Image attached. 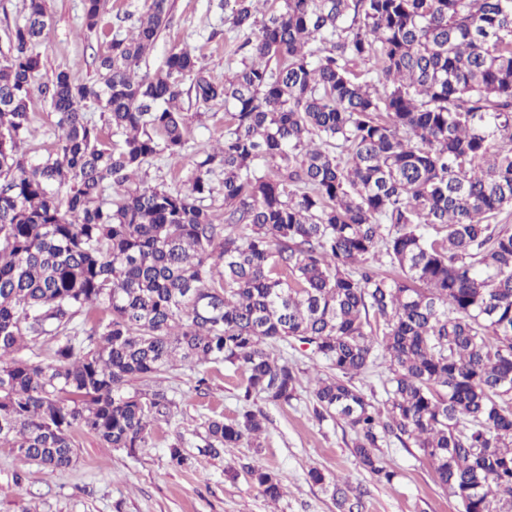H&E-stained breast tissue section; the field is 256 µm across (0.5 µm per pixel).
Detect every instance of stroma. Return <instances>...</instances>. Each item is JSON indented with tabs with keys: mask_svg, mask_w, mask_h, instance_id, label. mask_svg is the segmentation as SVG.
<instances>
[{
	"mask_svg": "<svg viewBox=\"0 0 512 512\" xmlns=\"http://www.w3.org/2000/svg\"><path fill=\"white\" fill-rule=\"evenodd\" d=\"M219 0H169L170 11L154 49L141 62L140 73H154L174 47L195 50L206 72L223 80L239 65L234 48L242 36L231 26L230 10L218 9ZM146 0H106L102 27L81 28L82 0H46L47 30L35 48L40 58L29 110L31 133L22 146L35 157L47 155L58 137L56 117L41 95L40 85L55 72L68 70L80 83L98 79L97 57L116 33L126 32L124 14L140 15ZM224 107L202 112L189 127L188 159L182 166L165 159L146 166V179L154 185L186 186L191 155L211 148L224 136ZM206 374L209 387L197 391L196 379ZM240 375L229 365L208 363L201 371L178 366L161 381L176 402L169 422L151 433L149 445L138 456L106 448L89 434L78 435V456L69 468L47 477L24 462L9 447L0 446V512H336L324 487L308 479L310 469L326 476L339 475L352 485L369 490L364 512H460L459 503L437 485L434 474L416 448L389 438L381 453L396 471L393 485L375 483L352 453L354 434L343 421L318 420L308 389L298 400L279 405L256 398L264 432L260 448L241 445L221 449L219 455L202 453L204 424L224 415L233 419L238 408ZM182 441L195 457L193 469L179 470L168 463L167 448ZM253 463L272 471L284 487L280 500L267 499L247 475L229 478L228 470Z\"/></svg>",
	"mask_w": 512,
	"mask_h": 512,
	"instance_id": "1",
	"label": "stroma"
}]
</instances>
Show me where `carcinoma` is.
<instances>
[{"instance_id":"cac0c4a2","label":"carcinoma","mask_w":512,"mask_h":512,"mask_svg":"<svg viewBox=\"0 0 512 512\" xmlns=\"http://www.w3.org/2000/svg\"><path fill=\"white\" fill-rule=\"evenodd\" d=\"M266 2L219 3L250 32L221 82L183 47L136 73L169 11L149 0L98 80L62 69L41 88L59 134L33 161L21 145L48 18L24 0L0 58V445L46 476L73 464L79 432L134 456L174 401L126 386L179 361L242 376V408L209 421L205 450L258 448L251 399L288 405L302 385L269 348L307 345L332 369L310 380L313 413L352 428L373 480L397 477L380 453L394 437L461 512H512V233L493 224L512 207V0H283L260 20ZM104 6L84 0L82 28ZM368 58L380 67L362 80ZM187 77L196 103L224 102V137L192 157L186 189L152 186L146 164L186 158ZM218 190L220 224L202 205ZM378 252L393 274L368 264ZM46 336L49 357L20 356ZM380 356L383 403L355 384ZM168 454L191 466L181 444ZM243 470L283 496L271 471ZM308 477L363 512L361 488Z\"/></svg>"}]
</instances>
